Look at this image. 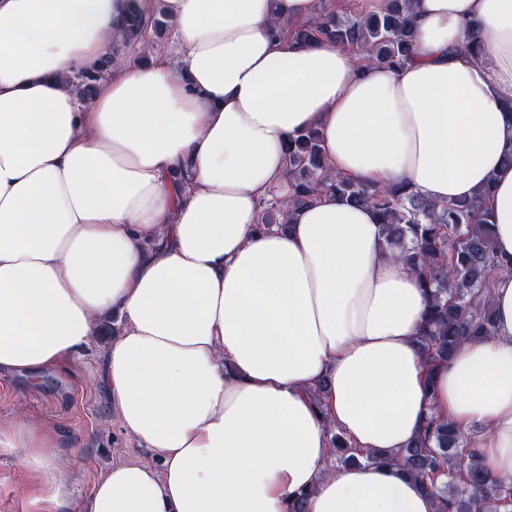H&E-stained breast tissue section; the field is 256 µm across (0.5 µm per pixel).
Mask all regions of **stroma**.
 I'll list each match as a JSON object with an SVG mask.
<instances>
[{
	"mask_svg": "<svg viewBox=\"0 0 512 512\" xmlns=\"http://www.w3.org/2000/svg\"><path fill=\"white\" fill-rule=\"evenodd\" d=\"M118 322L94 337L74 364L28 377L0 375V419L17 430L0 439V512H83L94 486L113 463L145 456L127 435L101 376ZM50 436V455L24 448L23 426ZM57 497L44 492L47 477Z\"/></svg>",
	"mask_w": 512,
	"mask_h": 512,
	"instance_id": "obj_1",
	"label": "stroma"
}]
</instances>
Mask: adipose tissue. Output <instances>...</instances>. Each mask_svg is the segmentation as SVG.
<instances>
[{"instance_id":"1","label":"adipose tissue","mask_w":512,"mask_h":512,"mask_svg":"<svg viewBox=\"0 0 512 512\" xmlns=\"http://www.w3.org/2000/svg\"><path fill=\"white\" fill-rule=\"evenodd\" d=\"M318 7L162 0L181 70L118 68L84 105L69 81L121 43L126 0H0V371L65 367L119 316L103 375L151 453L85 512H288L299 492L306 512H438L398 467L327 466L330 429L394 453L433 415L512 483V0H412L396 68L283 30ZM313 126L366 186L445 204L494 183L495 332L434 375L428 295L372 208L325 193L260 226Z\"/></svg>"}]
</instances>
